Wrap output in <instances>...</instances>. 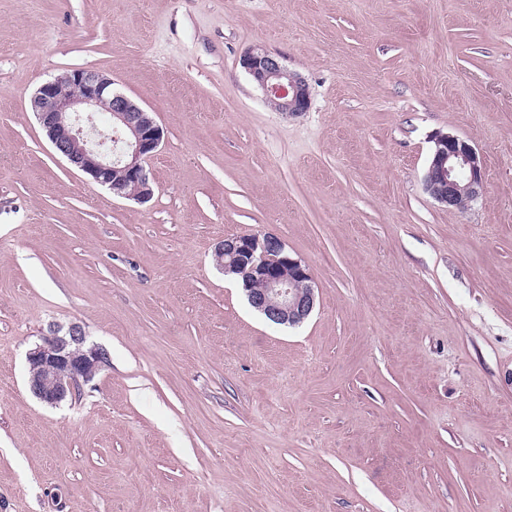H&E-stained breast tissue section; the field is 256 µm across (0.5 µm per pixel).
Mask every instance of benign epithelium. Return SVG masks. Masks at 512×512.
Here are the masks:
<instances>
[{"label": "benign epithelium", "mask_w": 512, "mask_h": 512, "mask_svg": "<svg viewBox=\"0 0 512 512\" xmlns=\"http://www.w3.org/2000/svg\"><path fill=\"white\" fill-rule=\"evenodd\" d=\"M242 68L278 111L298 116L310 106L306 81L283 64L280 57L252 49L240 58ZM32 109L55 151L92 179L116 194L122 189L112 181L119 171L133 184L127 197L145 203L153 186L144 167L160 146L164 131L154 118L127 96L112 90V80L91 68H73L42 83L32 99ZM109 114V133L97 129L95 115ZM424 184L430 196L455 210L475 201L484 189L483 160L477 149L455 135L440 133ZM229 274L242 275L248 304L268 322L295 327L305 322L315 307V288L309 267L290 256L276 235L252 234L224 239L218 259ZM259 281L261 288L252 287ZM107 352L88 343L83 327L51 324L41 342L27 353L28 388L40 402L56 406L76 396L81 384L92 381L106 366Z\"/></svg>", "instance_id": "1"}]
</instances>
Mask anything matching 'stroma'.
Returning <instances> with one entry per match:
<instances>
[{"label":"stroma","mask_w":512,"mask_h":512,"mask_svg":"<svg viewBox=\"0 0 512 512\" xmlns=\"http://www.w3.org/2000/svg\"><path fill=\"white\" fill-rule=\"evenodd\" d=\"M76 67L163 128L147 203L38 124ZM440 132L484 160L459 211ZM263 233L312 273L298 328L216 264ZM74 322L109 362L52 407L26 353ZM0 512H512V0H0ZM242 68L260 87L268 102L278 104V111L298 116L310 106L306 81L283 64L279 56L262 49H252L240 58ZM433 142L424 177L426 191L448 210L475 201L484 189L483 160L477 149L448 133H439Z\"/></svg>","instance_id":"stroma-1"}]
</instances>
